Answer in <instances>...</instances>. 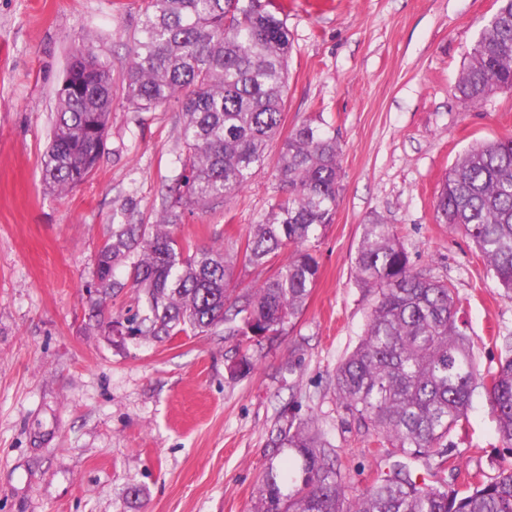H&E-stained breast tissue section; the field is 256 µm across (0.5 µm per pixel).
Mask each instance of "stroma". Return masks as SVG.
Returning <instances> with one entry per match:
<instances>
[{"mask_svg": "<svg viewBox=\"0 0 512 512\" xmlns=\"http://www.w3.org/2000/svg\"><path fill=\"white\" fill-rule=\"evenodd\" d=\"M496 0H288L285 131L323 117L341 143L343 190L315 243L320 276L295 324L230 376L238 337L169 342L103 328L135 307L124 291L92 318L98 251L127 216L158 218L183 174L178 105L140 111L123 93L135 0H0V512H251L285 416L314 420L365 487L387 462L334 390L373 295L353 263L362 226L394 224L414 269L447 281L481 371L512 333L506 298L471 240L436 220L444 174L472 145L512 135V90L474 104L454 87ZM112 71L105 148L65 193L42 182L57 92L79 45ZM280 146L229 202L178 235L230 248L269 209ZM450 437L449 482L512 466L484 390ZM139 496H132V489Z\"/></svg>", "mask_w": 512, "mask_h": 512, "instance_id": "35a3bbf8", "label": "stroma"}]
</instances>
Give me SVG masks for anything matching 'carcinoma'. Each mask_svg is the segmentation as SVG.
<instances>
[{"label": "carcinoma", "mask_w": 512, "mask_h": 512, "mask_svg": "<svg viewBox=\"0 0 512 512\" xmlns=\"http://www.w3.org/2000/svg\"><path fill=\"white\" fill-rule=\"evenodd\" d=\"M497 2L455 86L472 102L512 89V0ZM284 14L274 0L259 11L242 0H141L126 99L139 109L179 104L188 175L168 189L156 223L112 225L97 258L99 303L129 288L141 306L112 318L110 332L162 341L227 323L241 337L233 376L250 372L254 353L302 311L319 277L311 242L332 223L342 188L336 133L321 118L307 119L282 143L277 194L244 246L230 254L176 234L185 212L238 194L280 134L291 48ZM72 63L82 82L58 94L42 164L44 184L58 192L95 168L112 109L110 67L86 46ZM436 219L475 244L511 299L512 136L457 160L439 191ZM237 263L272 273L235 295L229 283ZM354 274L375 301L364 335L336 367V399L393 464L359 489L314 423L291 419L271 440L253 512H512L511 467L473 485L445 478L448 436L468 422L478 388L488 394L500 440L512 445V335L502 339L497 369L481 374L454 289L412 267L381 215L362 225ZM408 458L425 459L431 480H418L402 463Z\"/></svg>", "instance_id": "obj_1"}]
</instances>
